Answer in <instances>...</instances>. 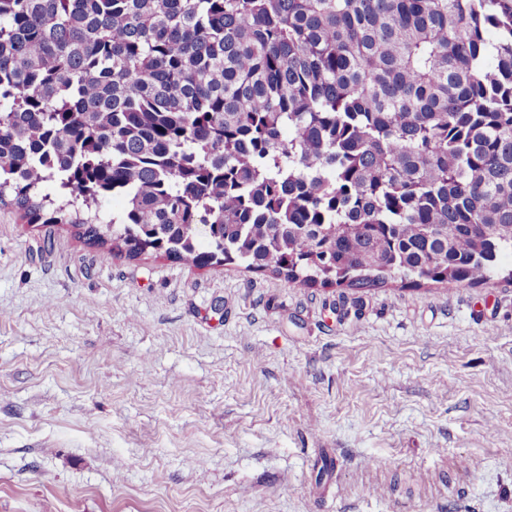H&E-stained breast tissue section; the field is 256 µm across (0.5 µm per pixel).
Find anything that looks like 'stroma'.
Listing matches in <instances>:
<instances>
[{"mask_svg":"<svg viewBox=\"0 0 512 512\" xmlns=\"http://www.w3.org/2000/svg\"><path fill=\"white\" fill-rule=\"evenodd\" d=\"M0 512H512V260L294 288L1 208Z\"/></svg>","mask_w":512,"mask_h":512,"instance_id":"35a3bbf8","label":"stroma"}]
</instances>
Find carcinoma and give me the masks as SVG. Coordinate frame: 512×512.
<instances>
[{
    "label": "carcinoma",
    "instance_id": "cac0c4a2",
    "mask_svg": "<svg viewBox=\"0 0 512 512\" xmlns=\"http://www.w3.org/2000/svg\"><path fill=\"white\" fill-rule=\"evenodd\" d=\"M0 205L293 287L487 281L512 0H0Z\"/></svg>",
    "mask_w": 512,
    "mask_h": 512
}]
</instances>
